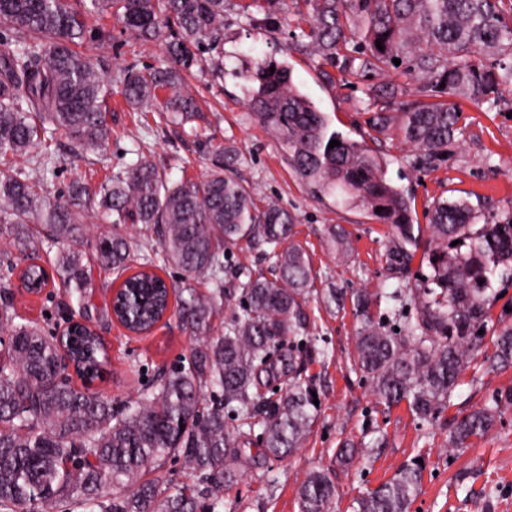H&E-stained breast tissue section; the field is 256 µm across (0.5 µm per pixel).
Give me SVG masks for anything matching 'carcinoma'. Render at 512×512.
I'll list each match as a JSON object with an SVG mask.
<instances>
[{
	"mask_svg": "<svg viewBox=\"0 0 512 512\" xmlns=\"http://www.w3.org/2000/svg\"><path fill=\"white\" fill-rule=\"evenodd\" d=\"M78 2L75 8L68 0H0V165L9 168L0 174V224L13 226L10 248L0 251V274L11 275L24 262L23 275L41 291L44 269L37 260L50 257L68 296L81 302L84 320L68 344L78 386L61 379L65 366L51 332L21 318L10 293L0 290V331L12 336L0 359V512H221L224 487L237 483L233 464L247 436L261 430L266 453L283 458L302 447L317 419L314 379L297 366L317 352L329 358L328 350L316 348L306 312L317 275L295 240L294 217L272 202L258 206L227 174L237 162L232 148L199 180L172 183L141 152L95 189L77 178L55 200L44 195V176L56 159L55 132L68 136L75 153L104 151L112 140L106 122L112 68L81 51L96 37L88 19L110 14L135 38L164 42L168 64L125 67L117 83L132 111L167 112L181 123L199 111L183 72L210 67L205 54L224 42L225 0ZM504 2L313 0L305 37L316 55L334 59L353 8L367 34L364 67L382 70L397 58L403 71L428 75L421 100L396 116L373 113L370 126L427 160L438 159L460 132V113L428 97L446 93L483 105L512 94V67L486 63L493 55L512 57ZM242 77L256 84L248 108L280 142L309 191L333 195L336 205L390 225L386 270L397 284L385 298L410 312L395 331L375 318L370 294L355 295L354 369L384 407L404 401L419 420L436 421L477 351L478 331L497 297L496 271L512 277V216L483 223L467 200H442L427 227L413 223L411 198L386 179L384 161L332 128L295 85L287 64L272 72L258 61ZM333 139L340 145L329 147ZM91 217L109 230L87 251ZM138 224L156 234V243L133 241L129 230ZM327 235L336 257L350 254L342 227L329 226ZM242 243L262 247L272 278L232 263V248ZM420 250L430 273L411 286V263ZM94 265L118 276L138 268L122 282L125 302L115 311L105 308L132 332L148 330L167 310L157 271L179 270L175 313L194 341L188 365L164 372L121 406L93 389L107 365L98 337L88 331ZM228 274L231 288L224 287ZM200 277L209 284L204 292L196 288ZM234 295L240 311L219 330L213 319ZM285 347L286 393L260 391L259 374ZM483 366L487 374L512 368V324L501 329ZM511 406L512 388L496 391L452 424L448 445L469 447ZM170 458L183 460L196 476L194 486H169L162 470ZM421 476L420 463L404 466L356 499L353 512H408ZM335 499L329 472L305 475L299 512H333Z\"/></svg>",
	"mask_w": 512,
	"mask_h": 512,
	"instance_id": "obj_1",
	"label": "carcinoma"
}]
</instances>
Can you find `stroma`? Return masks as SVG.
I'll return each instance as SVG.
<instances>
[{"instance_id":"1","label":"stroma","mask_w":512,"mask_h":512,"mask_svg":"<svg viewBox=\"0 0 512 512\" xmlns=\"http://www.w3.org/2000/svg\"><path fill=\"white\" fill-rule=\"evenodd\" d=\"M311 12L309 0H286L283 9L271 14L258 11L251 0H226L224 45L219 51L223 73L194 68L186 74L200 107L195 117L176 125L161 112L129 111L120 93H113L107 115L112 129L109 149L76 156L68 137L56 132L55 172L44 184L46 195L57 196L80 176L99 186L140 151L164 167L170 181L199 179L211 167L217 148L231 147L238 154L234 174L253 191L258 204L273 200L293 215L296 238L310 253L318 275V291L330 286L350 293L365 289L376 297L389 291L387 225L361 210L337 206L334 196H313L289 169L280 143L247 108L251 85L242 73L256 61L267 60L288 63L294 83L327 113L333 128L385 158L387 179L412 199L414 223L429 224L433 206L445 199H466L489 219L512 212V95L491 109L457 99L461 134L446 157L433 162L398 142L374 140L370 115L384 107L397 110L402 102L418 98L426 78L417 72L364 68L362 55L348 45L334 59L319 58L299 36V27ZM91 25L107 39L86 44L88 56L106 53L116 70L130 64H164L161 42L137 40L110 17L92 20ZM373 85L388 86L390 96L367 101L364 92ZM332 224L342 226L350 237L352 253L346 259H337L327 247L326 229ZM11 292L18 314L49 330L79 312L56 286L37 296L16 285ZM307 309L315 335L331 353L329 360L317 357L305 366L306 374L316 381L317 420L304 448L287 458L268 455L261 440L251 438L237 461V483L224 491L225 502L235 505L234 512H298L299 486L313 469L332 474L335 512H353L355 499L391 480L417 456L424 468L409 512H512V408L505 412L501 426L474 440L470 448L457 451L448 446L449 424L481 406L494 390L512 387V368L477 381L464 373L452 405L439 421L423 423L412 416L407 404L389 409L377 404L368 381L354 372L357 322L351 308L325 309L317 293ZM95 327L109 356L107 372L96 387L117 405L135 399L160 369L181 365L193 346L174 317L146 335L131 334L105 317ZM372 426L384 429L385 447L369 458L338 463L340 444L361 442Z\"/></svg>"}]
</instances>
